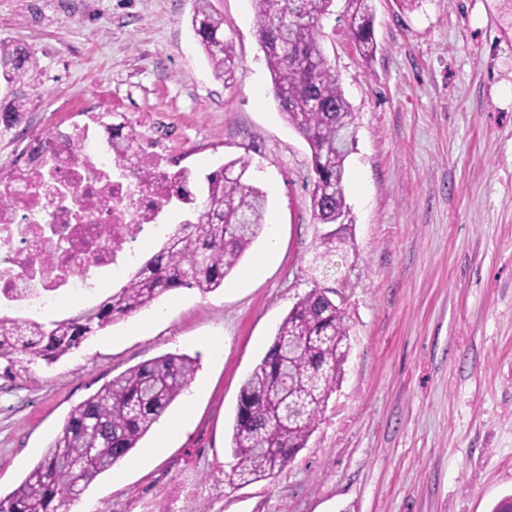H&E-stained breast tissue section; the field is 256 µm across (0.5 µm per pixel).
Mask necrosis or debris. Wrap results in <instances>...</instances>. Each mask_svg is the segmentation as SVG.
Returning <instances> with one entry per match:
<instances>
[{
	"instance_id": "obj_1",
	"label": "necrosis or debris",
	"mask_w": 512,
	"mask_h": 512,
	"mask_svg": "<svg viewBox=\"0 0 512 512\" xmlns=\"http://www.w3.org/2000/svg\"><path fill=\"white\" fill-rule=\"evenodd\" d=\"M107 119L90 107L52 124L0 176L1 308L39 311L64 296L93 297L161 232L177 173L146 139L115 158Z\"/></svg>"
}]
</instances>
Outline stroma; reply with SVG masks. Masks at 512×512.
I'll list each match as a JSON object with an SVG mask.
<instances>
[{
    "instance_id": "stroma-1",
    "label": "stroma",
    "mask_w": 512,
    "mask_h": 512,
    "mask_svg": "<svg viewBox=\"0 0 512 512\" xmlns=\"http://www.w3.org/2000/svg\"><path fill=\"white\" fill-rule=\"evenodd\" d=\"M236 67L214 78L193 0H0V36L43 69L0 164L20 138L98 102L163 145L195 181L251 161L267 229L214 292L181 289L53 364L0 375V495L16 488L70 410L166 353L197 369L168 420L83 492L97 512H492L512 494V15L501 0H372L377 51L363 58L338 11L323 46L356 116L345 175L346 242L319 258L311 154L283 120L251 0H210ZM278 259L252 280L269 239ZM341 308L350 351L305 448L264 481L225 474L243 380L312 288Z\"/></svg>"
}]
</instances>
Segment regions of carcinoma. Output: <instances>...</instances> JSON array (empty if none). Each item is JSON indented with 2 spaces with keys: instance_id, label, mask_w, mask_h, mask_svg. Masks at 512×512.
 Masks as SVG:
<instances>
[{
  "instance_id": "carcinoma-1",
  "label": "carcinoma",
  "mask_w": 512,
  "mask_h": 512,
  "mask_svg": "<svg viewBox=\"0 0 512 512\" xmlns=\"http://www.w3.org/2000/svg\"><path fill=\"white\" fill-rule=\"evenodd\" d=\"M334 0H252L257 34L280 114L308 143L313 172L310 208L317 224H336L347 212L346 160L355 140V115L325 56L322 20ZM343 18L355 46L376 50L371 0H345ZM223 20L210 0H194L191 26L215 78L229 82L231 46L219 37ZM35 53L0 38V121L20 122L28 96L40 84ZM135 126L112 127V153L120 159L138 142ZM249 161L238 158L205 175L202 198L180 173L174 195L194 204L195 221L175 226L161 249L100 301L69 317L42 322L0 314V362L11 372L19 357L51 364L79 349L96 332L178 288L206 294L224 285L265 227L266 193L244 179ZM344 229L320 235L321 257L344 243ZM340 308L320 288L289 311L239 391L233 424L234 464L228 482L271 478L304 448L342 376L349 343ZM191 358L166 354L135 365L71 409L61 432L21 484L0 498V512H58L100 474L126 458L187 388ZM300 404L297 414L272 419L281 396Z\"/></svg>"
}]
</instances>
